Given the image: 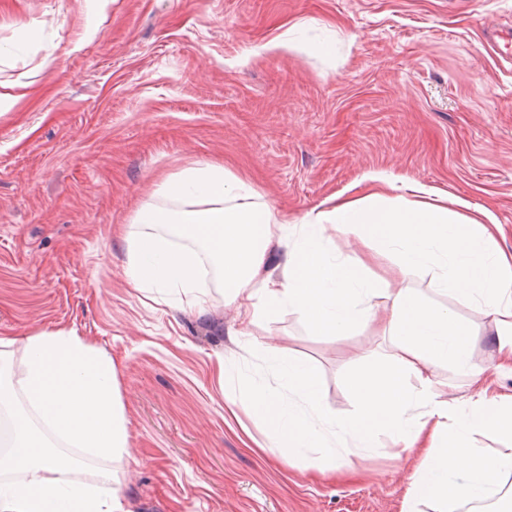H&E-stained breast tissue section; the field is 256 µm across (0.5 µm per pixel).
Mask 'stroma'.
Here are the masks:
<instances>
[{
    "label": "stroma",
    "mask_w": 512,
    "mask_h": 512,
    "mask_svg": "<svg viewBox=\"0 0 512 512\" xmlns=\"http://www.w3.org/2000/svg\"><path fill=\"white\" fill-rule=\"evenodd\" d=\"M500 26L512 0H0V336L72 330L111 357L128 452L71 449L89 485L111 471L126 512H403L422 453L383 434L292 463L245 394L279 389L291 355L349 415L354 353L390 339L289 307L248 329L218 282L135 288L122 235L153 233L137 212L169 206L160 185L191 167L224 165L297 220L381 172L391 198L420 183L490 213L492 250L512 256V62L485 40ZM327 240L475 332L485 380L439 366L445 400L512 395L482 310L432 271L396 276L395 250Z\"/></svg>",
    "instance_id": "stroma-1"
}]
</instances>
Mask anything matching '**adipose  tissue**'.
<instances>
[{"label":"adipose tissue","instance_id":"adipose-tissue-1","mask_svg":"<svg viewBox=\"0 0 512 512\" xmlns=\"http://www.w3.org/2000/svg\"><path fill=\"white\" fill-rule=\"evenodd\" d=\"M160 191L176 208H143L138 223L176 229L189 244L175 246L160 234L126 236L134 287L198 288L207 257L242 308L292 307L337 336L371 325L395 344L377 360L357 355L350 416L327 419L314 370L294 358L281 377L295 402L272 392L251 393L253 412L289 458L304 460L328 447L329 426L359 448L375 447L378 433H387L404 453L430 436L427 462L405 512H416L420 497L437 499L454 512L460 502L486 499L494 476L512 470V447L491 456L469 441L476 430L493 441L512 440V398L479 400L466 409L440 399L435 390V370L443 364L481 377V368L470 361V328L451 310L368 277L361 259L331 257L325 246L326 230L333 226L365 244L395 248L401 274L439 265V286L461 305L492 316L498 366L512 371V261L490 254L492 233L469 217L470 202L458 198L449 206L433 200L431 189L412 184L410 200L397 204L378 191L339 195L293 225L287 215L257 202L251 184L221 166L187 169ZM292 234L297 245L288 246L281 269H274L269 250L288 245ZM379 295L391 299L382 317L367 306ZM17 361L18 374L12 371ZM0 366L6 369L0 377V512H125L117 492L90 488L73 457L50 449L57 440L106 458L124 453L127 431L111 357L75 333L41 331L21 342L0 337ZM20 396L26 400L22 409L15 405Z\"/></svg>","mask_w":512,"mask_h":512}]
</instances>
